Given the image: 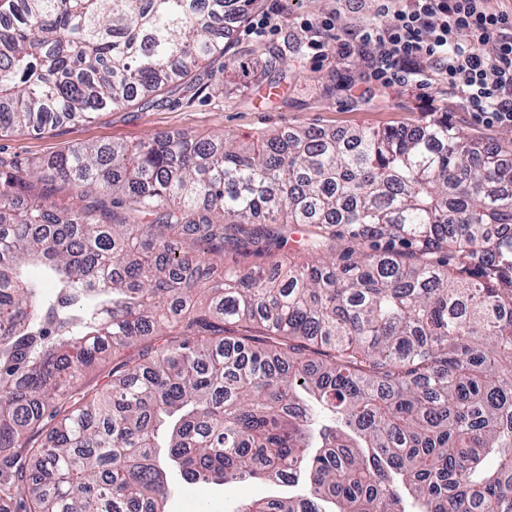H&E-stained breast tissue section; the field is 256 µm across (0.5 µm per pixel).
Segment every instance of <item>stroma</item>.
Returning a JSON list of instances; mask_svg holds the SVG:
<instances>
[{"label": "stroma", "instance_id": "1", "mask_svg": "<svg viewBox=\"0 0 512 512\" xmlns=\"http://www.w3.org/2000/svg\"><path fill=\"white\" fill-rule=\"evenodd\" d=\"M255 13L273 14L278 29L259 34L249 22L230 30L225 56H216L183 84L169 86L152 101L100 112L88 122L63 123L17 135L0 133V170L12 172L78 144H132L158 135L207 136L230 132L257 139L277 131L310 128L346 134L360 129L382 130L418 126L448 119L485 143L495 145L512 136V128L490 125L466 112L446 85L430 81L425 88L398 85L371 90L364 78L369 48L355 47L348 56L326 43L322 56L308 47L315 30L306 19L333 17L335 34L349 38L369 24L390 22L382 0H257ZM261 66L263 84H234L225 61ZM223 93H216L217 84ZM165 512H224L228 500L288 495L287 485L258 480L238 488L215 483L191 484L176 471Z\"/></svg>", "mask_w": 512, "mask_h": 512}]
</instances>
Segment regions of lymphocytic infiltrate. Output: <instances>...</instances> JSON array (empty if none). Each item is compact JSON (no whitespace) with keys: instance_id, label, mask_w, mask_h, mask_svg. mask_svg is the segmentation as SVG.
<instances>
[{"instance_id":"obj_1","label":"lymphocytic infiltrate","mask_w":512,"mask_h":512,"mask_svg":"<svg viewBox=\"0 0 512 512\" xmlns=\"http://www.w3.org/2000/svg\"><path fill=\"white\" fill-rule=\"evenodd\" d=\"M488 2L411 0L390 23L366 27L352 42L337 40L336 52L350 54L356 43L372 47L368 68L376 84L420 86L433 74L476 118L511 127L512 12Z\"/></svg>"}]
</instances>
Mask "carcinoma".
Masks as SVG:
<instances>
[{
	"label": "carcinoma",
	"instance_id": "cac0c4a2",
	"mask_svg": "<svg viewBox=\"0 0 512 512\" xmlns=\"http://www.w3.org/2000/svg\"><path fill=\"white\" fill-rule=\"evenodd\" d=\"M255 2L0 0V133L158 94ZM290 225L344 248L248 262ZM0 447L20 512H165L169 467L306 483L228 512H512V139L179 134L0 171Z\"/></svg>",
	"mask_w": 512,
	"mask_h": 512
}]
</instances>
